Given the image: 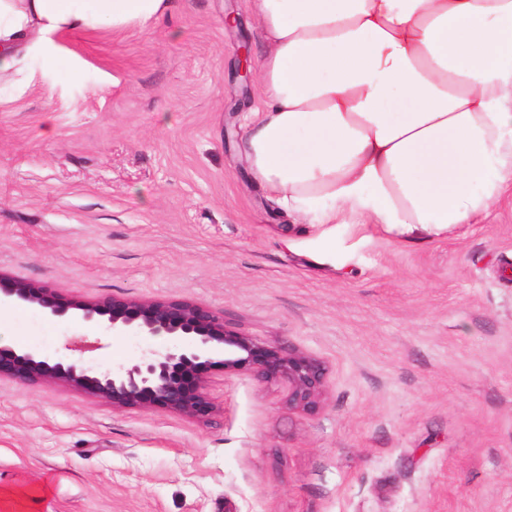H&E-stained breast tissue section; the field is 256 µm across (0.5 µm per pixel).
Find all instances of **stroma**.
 <instances>
[{
  "label": "stroma",
  "mask_w": 512,
  "mask_h": 512,
  "mask_svg": "<svg viewBox=\"0 0 512 512\" xmlns=\"http://www.w3.org/2000/svg\"><path fill=\"white\" fill-rule=\"evenodd\" d=\"M263 51L250 0H173L21 52L0 76V273L213 310L322 360L319 409L219 364L205 423L4 376L0 491L47 482L41 512H512V196L433 240L344 226L317 250L239 150L257 96L236 70ZM165 342L0 308V344L52 360Z\"/></svg>",
  "instance_id": "1"
}]
</instances>
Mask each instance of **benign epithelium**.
Here are the masks:
<instances>
[{
  "label": "benign epithelium",
  "instance_id": "7a95c632",
  "mask_svg": "<svg viewBox=\"0 0 512 512\" xmlns=\"http://www.w3.org/2000/svg\"><path fill=\"white\" fill-rule=\"evenodd\" d=\"M38 307L57 318L78 317L112 330L114 336H165L167 346L134 362L100 370L87 360L51 361L35 349L0 345V375L20 384L50 381L112 403L115 409L156 407L190 418L215 412L206 391V373L215 358L224 372H248L261 383L287 388L288 410L314 412L325 392V367L318 358L224 327L217 313L189 302L80 301L46 286L0 275V305Z\"/></svg>",
  "mask_w": 512,
  "mask_h": 512
}]
</instances>
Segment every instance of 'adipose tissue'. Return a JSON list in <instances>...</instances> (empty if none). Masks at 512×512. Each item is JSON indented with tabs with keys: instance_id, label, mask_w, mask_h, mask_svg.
Returning a JSON list of instances; mask_svg holds the SVG:
<instances>
[{
	"instance_id": "1",
	"label": "adipose tissue",
	"mask_w": 512,
	"mask_h": 512,
	"mask_svg": "<svg viewBox=\"0 0 512 512\" xmlns=\"http://www.w3.org/2000/svg\"><path fill=\"white\" fill-rule=\"evenodd\" d=\"M172 0H0L21 49L164 17ZM266 49L242 145L252 180L336 250L342 224L434 239L512 191V0H251Z\"/></svg>"
}]
</instances>
